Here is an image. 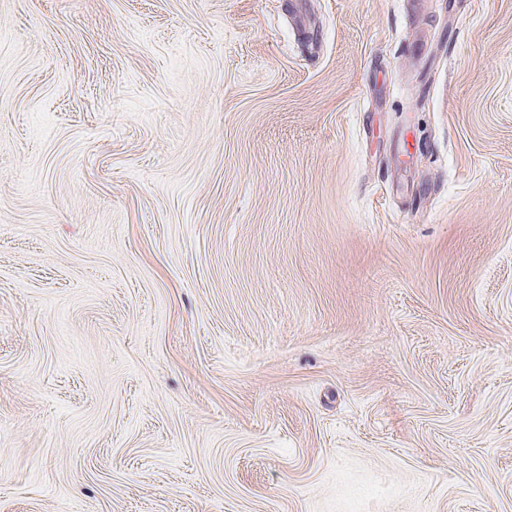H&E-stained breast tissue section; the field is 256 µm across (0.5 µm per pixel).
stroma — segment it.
I'll list each match as a JSON object with an SVG mask.
<instances>
[{"label": "stroma", "instance_id": "stroma-1", "mask_svg": "<svg viewBox=\"0 0 512 512\" xmlns=\"http://www.w3.org/2000/svg\"><path fill=\"white\" fill-rule=\"evenodd\" d=\"M0 512H512V0H0Z\"/></svg>", "mask_w": 512, "mask_h": 512}]
</instances>
